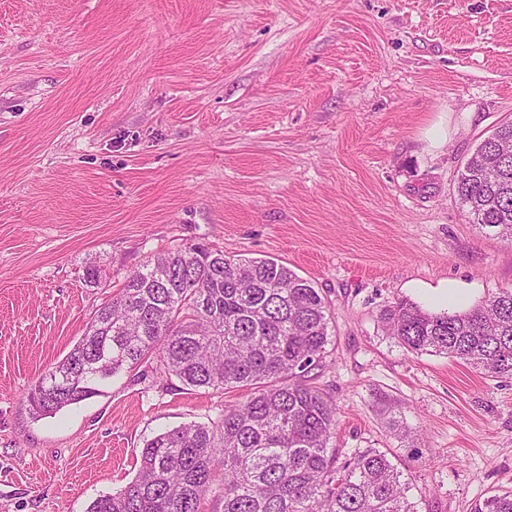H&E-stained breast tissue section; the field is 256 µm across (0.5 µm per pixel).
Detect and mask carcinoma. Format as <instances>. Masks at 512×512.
<instances>
[{
    "label": "carcinoma",
    "mask_w": 512,
    "mask_h": 512,
    "mask_svg": "<svg viewBox=\"0 0 512 512\" xmlns=\"http://www.w3.org/2000/svg\"><path fill=\"white\" fill-rule=\"evenodd\" d=\"M455 191L480 233L512 241V122L477 145ZM380 319L408 354H445L512 380L511 288L452 313L399 299ZM329 324L319 289L282 263L176 248L126 277L26 402L36 418L54 415L149 360L187 389L249 390L209 425L146 441L136 477L88 512H200L219 472L221 512H419L386 453L341 458L332 446L336 404L313 384L326 365ZM472 512H512V489L477 500Z\"/></svg>",
    "instance_id": "carcinoma-1"
}]
</instances>
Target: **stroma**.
I'll list each match as a JSON object with an SVG mask.
<instances>
[{"label":"stroma","instance_id":"stroma-1","mask_svg":"<svg viewBox=\"0 0 512 512\" xmlns=\"http://www.w3.org/2000/svg\"><path fill=\"white\" fill-rule=\"evenodd\" d=\"M510 120L512 0H0V512H86L147 439L245 400L138 369L52 417L24 401L127 275L197 244L319 288L337 447L386 452L421 512L511 488L512 380L379 321L512 288L455 191ZM448 288L454 289L456 298L448 300ZM432 306L438 309L448 310V308H465L470 305V299L474 292L467 288H458L457 286H448V282L441 288H431ZM468 290V291H466Z\"/></svg>","mask_w":512,"mask_h":512}]
</instances>
